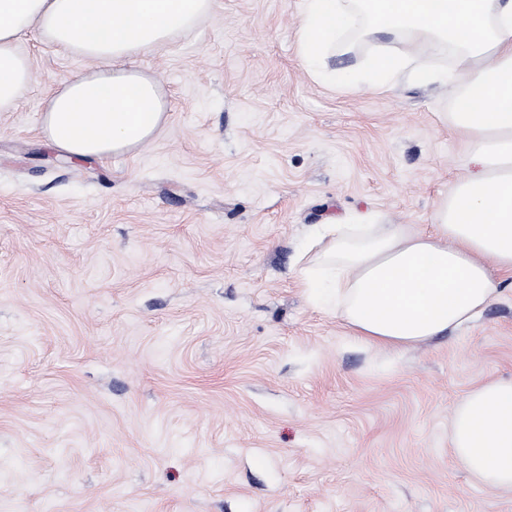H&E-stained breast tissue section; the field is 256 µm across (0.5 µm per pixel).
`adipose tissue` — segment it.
<instances>
[{"label":"adipose tissue","instance_id":"ef3b65f1","mask_svg":"<svg viewBox=\"0 0 512 512\" xmlns=\"http://www.w3.org/2000/svg\"><path fill=\"white\" fill-rule=\"evenodd\" d=\"M216 0H0V111L13 108L34 74L19 41L36 29L48 43L97 62L49 96L42 133L74 157L112 154L147 142L165 121L159 82L126 61L166 43L210 14ZM452 46L445 74L408 53H384L361 79L386 90L399 76L455 81L446 118L466 139L469 170L431 224H323L306 246L304 285L351 336L401 352L473 323L512 272V0H307L297 52L322 82L319 62L341 34ZM454 459L476 481L512 489V379L469 391L453 410Z\"/></svg>","mask_w":512,"mask_h":512}]
</instances>
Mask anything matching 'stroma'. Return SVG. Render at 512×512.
<instances>
[{
    "label": "stroma",
    "instance_id": "stroma-1",
    "mask_svg": "<svg viewBox=\"0 0 512 512\" xmlns=\"http://www.w3.org/2000/svg\"><path fill=\"white\" fill-rule=\"evenodd\" d=\"M306 0H216L132 58L157 136L74 162L40 128L92 60L24 33L0 112V512H512L449 447L457 402L512 378V291L401 354L353 339L299 269L313 225L430 223L466 173L455 82L380 92L298 59ZM379 40L340 38L361 71Z\"/></svg>",
    "mask_w": 512,
    "mask_h": 512
}]
</instances>
